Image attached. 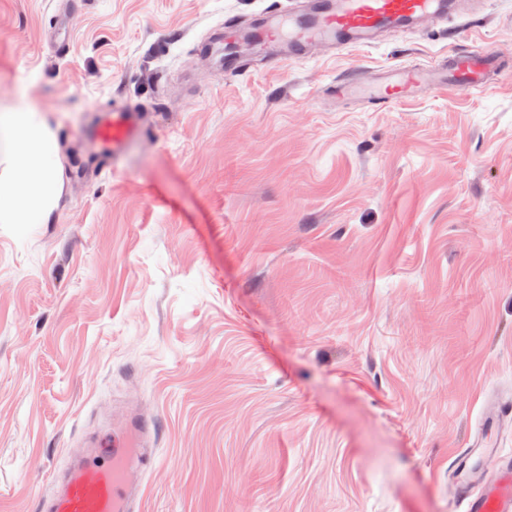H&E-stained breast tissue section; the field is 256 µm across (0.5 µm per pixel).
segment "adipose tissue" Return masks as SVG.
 Segmentation results:
<instances>
[{
	"mask_svg": "<svg viewBox=\"0 0 512 512\" xmlns=\"http://www.w3.org/2000/svg\"><path fill=\"white\" fill-rule=\"evenodd\" d=\"M55 128L27 90L0 106V224H45L62 192Z\"/></svg>",
	"mask_w": 512,
	"mask_h": 512,
	"instance_id": "ef3b65f1",
	"label": "adipose tissue"
}]
</instances>
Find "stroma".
I'll return each instance as SVG.
<instances>
[{
	"instance_id": "1",
	"label": "stroma",
	"mask_w": 512,
	"mask_h": 512,
	"mask_svg": "<svg viewBox=\"0 0 512 512\" xmlns=\"http://www.w3.org/2000/svg\"><path fill=\"white\" fill-rule=\"evenodd\" d=\"M0 0V96L62 146L51 223L0 224V512L152 412L144 512H454L452 462L512 398V73L383 108L336 79L478 48L512 0L275 61L224 26L293 0ZM145 111L119 151L96 128Z\"/></svg>"
}]
</instances>
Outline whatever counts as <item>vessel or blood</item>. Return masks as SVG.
<instances>
[{
    "label": "vessel or blood",
    "mask_w": 512,
    "mask_h": 512,
    "mask_svg": "<svg viewBox=\"0 0 512 512\" xmlns=\"http://www.w3.org/2000/svg\"><path fill=\"white\" fill-rule=\"evenodd\" d=\"M459 7L457 0H312L251 27L247 43L266 50L288 43L293 57H303L319 44L345 50L373 44L386 32H400L445 17ZM499 69L498 57L484 49L457 50L433 64L398 65L377 72L370 80L337 82V97L389 106L419 93L469 91L487 85ZM142 131V116L118 111L97 130L100 140L121 149ZM512 415V403L499 400L485 413L471 448L455 458L454 475L462 489L465 512H512V456L501 454L498 425ZM155 433L154 420L138 408L122 412L111 437L71 449L63 470L53 476L54 495L41 512H143L141 487L135 474L150 463L147 448ZM496 463L492 480L470 478L475 452Z\"/></svg>",
    "instance_id": "b4317fda"
}]
</instances>
